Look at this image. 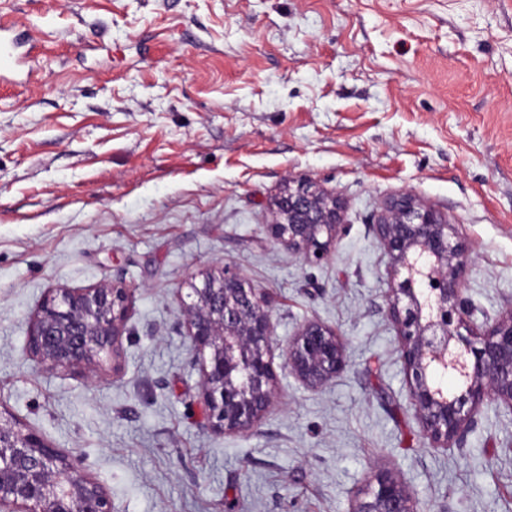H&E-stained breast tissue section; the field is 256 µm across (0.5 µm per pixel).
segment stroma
Segmentation results:
<instances>
[{
	"instance_id": "1",
	"label": "stroma",
	"mask_w": 512,
	"mask_h": 512,
	"mask_svg": "<svg viewBox=\"0 0 512 512\" xmlns=\"http://www.w3.org/2000/svg\"><path fill=\"white\" fill-rule=\"evenodd\" d=\"M32 32L0 81V408L116 512H351L378 473L419 512H512V411L432 448L409 406L373 226L411 193L468 247L477 316L512 308V0H0ZM333 193L327 258L275 244L289 179ZM226 266L268 294L280 385L245 433L201 405L175 294ZM128 288L117 367L47 369L27 336L61 285ZM316 320L348 365L283 364Z\"/></svg>"
}]
</instances>
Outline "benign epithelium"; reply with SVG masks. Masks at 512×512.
I'll list each match as a JSON object with an SVG mask.
<instances>
[{
    "label": "benign epithelium",
    "mask_w": 512,
    "mask_h": 512,
    "mask_svg": "<svg viewBox=\"0 0 512 512\" xmlns=\"http://www.w3.org/2000/svg\"><path fill=\"white\" fill-rule=\"evenodd\" d=\"M336 197L298 181L278 198L272 239L303 257L322 259L341 227ZM389 257L386 316L397 330L410 403L433 448H461L488 404L512 410V309L474 319L462 296L467 247L455 225L409 193L385 205L373 225ZM129 290L59 286L41 303L28 349L50 369L87 376L120 356ZM177 302L201 372V401L213 428L251 429L267 412L279 377L273 367L267 296L225 268L191 282ZM285 366L319 388L347 366L335 330L305 323L288 341ZM0 512H116L108 490L79 474L69 456L0 411ZM353 512H418L405 487L379 474Z\"/></svg>",
    "instance_id": "1"
}]
</instances>
